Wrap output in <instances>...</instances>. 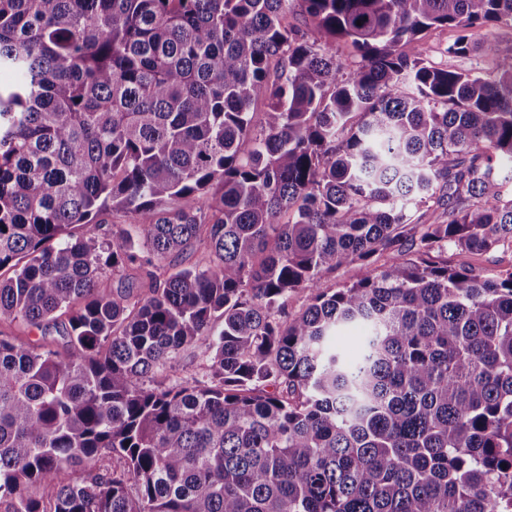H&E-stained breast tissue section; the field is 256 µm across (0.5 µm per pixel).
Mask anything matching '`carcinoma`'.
Instances as JSON below:
<instances>
[{"mask_svg": "<svg viewBox=\"0 0 512 512\" xmlns=\"http://www.w3.org/2000/svg\"><path fill=\"white\" fill-rule=\"evenodd\" d=\"M490 25L512 0H0V319L69 345L0 339V512H512V265L442 259L512 247V59L417 47ZM454 34L444 28H432L421 35L418 44L421 58L438 67L452 65L459 69L479 67L483 71L492 68V60L481 55L480 51H473L463 58L449 57L445 52L448 42L453 41ZM367 333V329L361 325L342 329L335 339L336 351L342 353L346 358H349L358 351ZM177 375L182 379L201 378L204 373V361L198 356L197 350L189 348L180 352L174 361Z\"/></svg>", "mask_w": 512, "mask_h": 512, "instance_id": "1", "label": "carcinoma"}]
</instances>
